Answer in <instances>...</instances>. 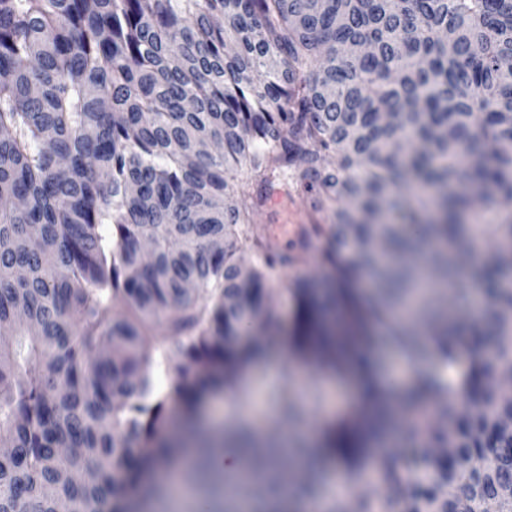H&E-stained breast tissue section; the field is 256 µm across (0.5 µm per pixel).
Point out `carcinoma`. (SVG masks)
<instances>
[{
  "instance_id": "1",
  "label": "carcinoma",
  "mask_w": 512,
  "mask_h": 512,
  "mask_svg": "<svg viewBox=\"0 0 512 512\" xmlns=\"http://www.w3.org/2000/svg\"><path fill=\"white\" fill-rule=\"evenodd\" d=\"M511 56L512 0H0V512L161 502L142 479L173 452L169 405L278 344L269 271L299 256L234 201L275 179L330 215L302 234L328 278L292 280L288 351L359 390L317 449L289 442V499L329 462L380 483L353 512H512V388L489 382L512 373V217L493 263L462 223L512 211ZM384 345L416 367L400 388ZM271 399L301 427L288 386ZM255 435L228 439L263 503L280 436Z\"/></svg>"
}]
</instances>
